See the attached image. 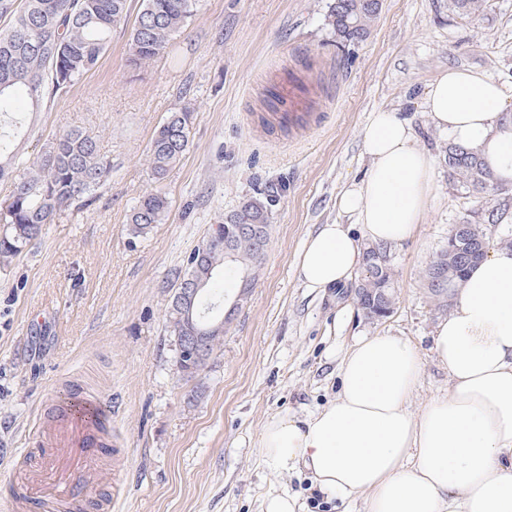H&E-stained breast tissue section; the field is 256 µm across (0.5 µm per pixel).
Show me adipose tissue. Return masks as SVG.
Returning a JSON list of instances; mask_svg holds the SVG:
<instances>
[{
  "mask_svg": "<svg viewBox=\"0 0 512 512\" xmlns=\"http://www.w3.org/2000/svg\"><path fill=\"white\" fill-rule=\"evenodd\" d=\"M512 94L485 74L451 68L429 86L425 108L449 141L476 150L512 183ZM366 177L338 207L359 233L323 225L296 267L307 287L347 284L365 243L411 237L433 182V160L410 124L378 112L363 135ZM448 390L419 411L408 404L423 362L400 336H364L339 367L340 392L306 418L270 417L256 453L271 470L301 469L329 497L363 498L365 512H512V248L473 266L434 333Z\"/></svg>",
  "mask_w": 512,
  "mask_h": 512,
  "instance_id": "1",
  "label": "adipose tissue"
}]
</instances>
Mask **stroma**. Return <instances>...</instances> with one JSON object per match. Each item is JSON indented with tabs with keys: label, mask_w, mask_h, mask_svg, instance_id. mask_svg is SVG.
<instances>
[{
	"label": "stroma",
	"mask_w": 512,
	"mask_h": 512,
	"mask_svg": "<svg viewBox=\"0 0 512 512\" xmlns=\"http://www.w3.org/2000/svg\"><path fill=\"white\" fill-rule=\"evenodd\" d=\"M328 2L201 0L169 52L139 67L127 61L129 26L117 27L96 69L44 99L26 156L59 132L87 131L112 180L0 269V484L16 478L33 429L78 383L112 402L127 492L109 512H262L276 494L302 512H364L363 501L316 494L305 472L271 471L255 445L271 416L303 418L335 400L340 362L363 336H402L418 350L411 412L447 390L431 351L446 313L423 274L482 201L449 183L448 136L425 96L451 67L512 85V0H488L469 18L450 0H383L369 39L348 51L324 25ZM289 92L317 118L294 136L262 121L287 109ZM181 110L191 114L189 148L153 184L151 140ZM380 110L411 124L434 159V185L414 236L388 247L394 310L369 321L348 287H306L296 259L321 225L354 226L337 199L370 166L363 130ZM155 185L168 218L130 239L131 210ZM267 190L280 201L256 284L209 369L186 378L165 321L175 273L224 213Z\"/></svg>",
	"instance_id": "obj_1"
}]
</instances>
